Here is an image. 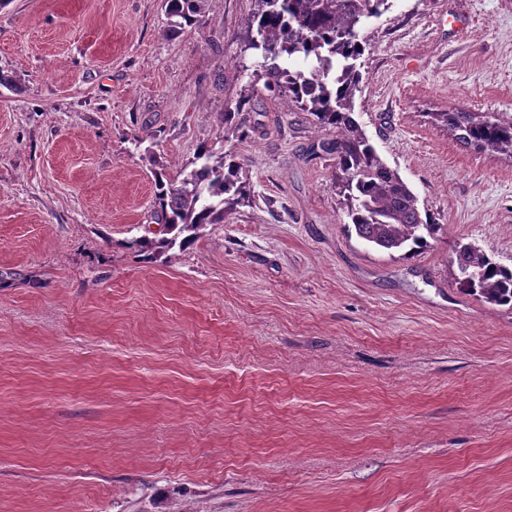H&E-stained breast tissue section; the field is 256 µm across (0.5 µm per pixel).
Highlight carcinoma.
I'll return each instance as SVG.
<instances>
[{"label":"carcinoma","instance_id":"1","mask_svg":"<svg viewBox=\"0 0 512 512\" xmlns=\"http://www.w3.org/2000/svg\"><path fill=\"white\" fill-rule=\"evenodd\" d=\"M203 0H165L166 13L185 24L196 22ZM387 0H254L245 49L264 58V86L336 129L323 144L335 156L336 191L348 223L367 247L415 255L430 246L441 225L422 213L419 200L398 170L370 143L352 117L360 74L355 61L364 48L360 35L371 18L382 14ZM243 96L236 111L224 113V138L246 124ZM434 119L461 143L489 151L512 152V116L491 121L476 112H436ZM192 168L179 181L156 177L158 220L170 236L135 239L132 247L148 256L184 249L209 224L253 202L250 183L241 176L234 152L198 151ZM450 263L456 284L478 300L512 308V267L494 261L475 246L455 250Z\"/></svg>","mask_w":512,"mask_h":512}]
</instances>
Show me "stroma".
Returning a JSON list of instances; mask_svg holds the SVG:
<instances>
[{"label":"stroma","mask_w":512,"mask_h":512,"mask_svg":"<svg viewBox=\"0 0 512 512\" xmlns=\"http://www.w3.org/2000/svg\"><path fill=\"white\" fill-rule=\"evenodd\" d=\"M252 10L0 8V512H512V309L449 264L512 265V157L431 119L512 115V0L362 33L354 117L442 226L411 256L348 233L336 132L265 88ZM203 147L253 204L146 259L156 173ZM204 0H165L166 13L170 18H180L185 24H194L197 19L195 14L201 13ZM249 104V96H242L236 105V112H225L224 114V139L228 141L229 135H237V133L245 126L248 113L245 105ZM227 139V140H226Z\"/></svg>","instance_id":"1"}]
</instances>
